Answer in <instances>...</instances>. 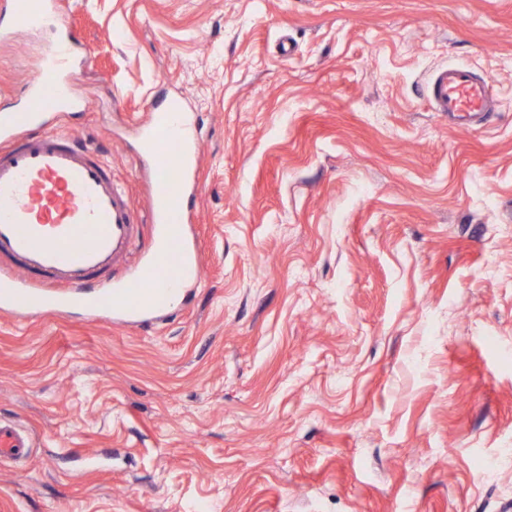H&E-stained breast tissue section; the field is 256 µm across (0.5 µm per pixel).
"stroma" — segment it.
Segmentation results:
<instances>
[{
    "label": "stroma",
    "instance_id": "obj_1",
    "mask_svg": "<svg viewBox=\"0 0 512 512\" xmlns=\"http://www.w3.org/2000/svg\"><path fill=\"white\" fill-rule=\"evenodd\" d=\"M59 123L144 210L201 129L202 274L160 320L0 312V512H512V0H60ZM45 36L0 40L14 112ZM478 66L480 129L426 81ZM33 435L14 422L0 420V462L15 459L32 448Z\"/></svg>",
    "mask_w": 512,
    "mask_h": 512
}]
</instances>
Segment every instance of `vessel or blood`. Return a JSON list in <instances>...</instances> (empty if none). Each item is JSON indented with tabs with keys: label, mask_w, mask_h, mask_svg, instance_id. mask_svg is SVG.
<instances>
[{
	"label": "vessel or blood",
	"mask_w": 512,
	"mask_h": 512,
	"mask_svg": "<svg viewBox=\"0 0 512 512\" xmlns=\"http://www.w3.org/2000/svg\"><path fill=\"white\" fill-rule=\"evenodd\" d=\"M53 0H7L0 38L47 22L55 27L44 65L25 87L23 117L0 116V310L18 317L100 316L137 327L155 318L165 293L195 283L201 263L185 233L187 203L200 188L198 133L182 111L151 114L140 134L151 161L146 213H139L112 168L76 134L50 128L45 98L67 106L62 74L77 33L54 15ZM436 111L478 128L496 109L489 77L474 67H438L428 82ZM151 227L149 248L139 239ZM98 281L96 294L85 295ZM33 435L0 420V462L26 454Z\"/></svg>",
	"instance_id": "1"
}]
</instances>
